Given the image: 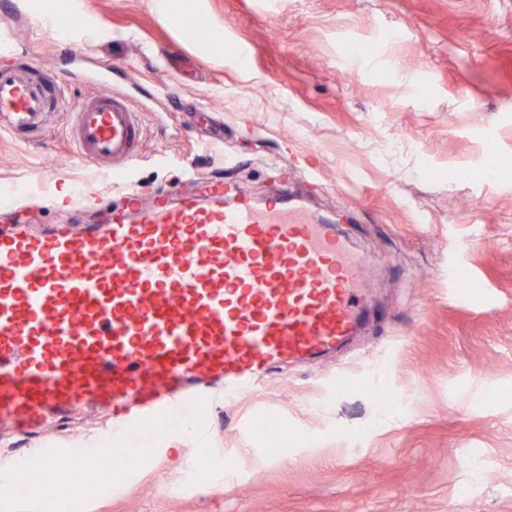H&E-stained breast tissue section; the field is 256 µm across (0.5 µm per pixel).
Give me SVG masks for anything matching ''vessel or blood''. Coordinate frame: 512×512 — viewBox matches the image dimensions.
Wrapping results in <instances>:
<instances>
[{"label":"vessel or blood","mask_w":512,"mask_h":512,"mask_svg":"<svg viewBox=\"0 0 512 512\" xmlns=\"http://www.w3.org/2000/svg\"><path fill=\"white\" fill-rule=\"evenodd\" d=\"M74 110L81 162L122 172L141 153L136 111L107 70ZM60 91L0 68V132L41 129ZM365 260L297 204L245 194L145 207L107 223L0 230V425L27 435L84 407L121 437L138 419L202 398L235 400L273 369L353 336Z\"/></svg>","instance_id":"obj_1"}]
</instances>
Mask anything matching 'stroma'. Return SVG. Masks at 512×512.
<instances>
[{"mask_svg":"<svg viewBox=\"0 0 512 512\" xmlns=\"http://www.w3.org/2000/svg\"><path fill=\"white\" fill-rule=\"evenodd\" d=\"M55 0L81 28L42 23L43 0H0L37 77L71 104L93 88L83 47L128 95L143 157L128 180L152 193L180 165L273 192L333 221L368 258L362 331L336 354L274 371L262 388L207 410L204 435L234 470L190 485L191 431L84 512H512V172L480 176L487 145L512 162V0ZM211 40H185L179 10ZM373 44L376 53L352 48ZM233 53H224V45ZM71 116L0 136V188L43 224H95L118 199L113 177L73 154ZM91 186L72 212L62 190ZM482 289L449 298L448 267ZM336 377L342 397L323 385ZM386 386L391 407L370 389ZM287 433L273 449L263 426ZM104 412L39 437L0 436V471L38 444L91 448Z\"/></svg>","mask_w":512,"mask_h":512,"instance_id":"35a3bbf8","label":"stroma"}]
</instances>
